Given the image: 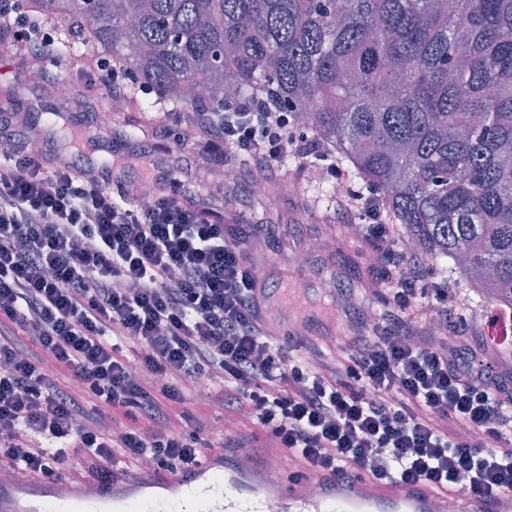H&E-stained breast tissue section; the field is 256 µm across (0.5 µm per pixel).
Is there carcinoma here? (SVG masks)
<instances>
[{"label":"carcinoma","mask_w":512,"mask_h":512,"mask_svg":"<svg viewBox=\"0 0 512 512\" xmlns=\"http://www.w3.org/2000/svg\"><path fill=\"white\" fill-rule=\"evenodd\" d=\"M179 110L275 94L415 251L512 310V0H28Z\"/></svg>","instance_id":"carcinoma-1"}]
</instances>
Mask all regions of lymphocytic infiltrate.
Returning <instances> with one entry per match:
<instances>
[{
	"label": "lymphocytic infiltrate",
	"mask_w": 512,
	"mask_h": 512,
	"mask_svg": "<svg viewBox=\"0 0 512 512\" xmlns=\"http://www.w3.org/2000/svg\"><path fill=\"white\" fill-rule=\"evenodd\" d=\"M0 36L23 44L43 78L72 84L59 27L22 0H0ZM103 99L132 83L111 58L87 68ZM0 103V459L48 481L61 468L108 475L127 463L177 472L199 461L207 425L177 430L174 406L207 382L225 415L259 423L310 473L425 484L457 499L512 494V374L424 255L399 245L372 187L340 196L339 219L359 221L370 267L386 272L382 313L355 311L344 356L318 337L269 328L267 293L250 259L272 235L203 194L182 152L198 137L215 161L264 176L286 158L348 176L286 107L260 102L198 112L155 130L166 140L165 187L149 205L11 131ZM446 335L435 342L429 311ZM132 345L135 359L122 353Z\"/></svg>",
	"instance_id": "obj_1"
}]
</instances>
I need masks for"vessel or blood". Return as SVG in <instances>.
<instances>
[{"instance_id": "obj_1", "label": "vessel or blood", "mask_w": 512, "mask_h": 512, "mask_svg": "<svg viewBox=\"0 0 512 512\" xmlns=\"http://www.w3.org/2000/svg\"><path fill=\"white\" fill-rule=\"evenodd\" d=\"M275 452L253 448L246 459L215 452L187 471L141 476L113 469L110 482H54L18 478L0 485V512H434L436 492L423 485L341 481L324 474L293 477L274 463Z\"/></svg>"}]
</instances>
